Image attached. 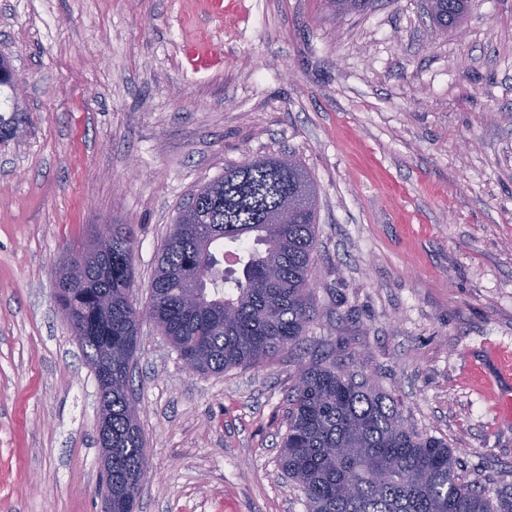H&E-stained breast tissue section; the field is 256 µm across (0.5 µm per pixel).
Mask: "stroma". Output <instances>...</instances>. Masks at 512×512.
<instances>
[{
    "mask_svg": "<svg viewBox=\"0 0 512 512\" xmlns=\"http://www.w3.org/2000/svg\"><path fill=\"white\" fill-rule=\"evenodd\" d=\"M24 90L0 148V512H100L99 390L55 299L99 224L135 228L145 306L191 194L289 151L317 185L319 313L257 366L189 371L143 322L136 512H306L279 467L298 366L336 363L512 487V0H0ZM430 17L439 29L456 26L469 12V0H430Z\"/></svg>",
    "mask_w": 512,
    "mask_h": 512,
    "instance_id": "obj_1",
    "label": "stroma"
}]
</instances>
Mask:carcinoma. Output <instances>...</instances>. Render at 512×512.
I'll return each instance as SVG.
<instances>
[{
  "label": "carcinoma",
  "mask_w": 512,
  "mask_h": 512,
  "mask_svg": "<svg viewBox=\"0 0 512 512\" xmlns=\"http://www.w3.org/2000/svg\"><path fill=\"white\" fill-rule=\"evenodd\" d=\"M470 0H431L440 29L456 26ZM20 129L0 113V144ZM294 199L292 223L269 215ZM319 206L314 181L290 154L247 159L197 191L170 228L151 285L150 316L197 369L256 365L299 344L316 315ZM235 245L239 273L217 271V252ZM132 225H112L105 252L86 248L80 275L56 301L85 336L94 371L112 370L100 394L112 431V509L134 512L145 473V441L130 395L139 313ZM288 396L280 467L302 490L306 512H512V489L465 481L444 440L405 427L400 406L343 367L298 369Z\"/></svg>",
  "instance_id": "obj_1"
}]
</instances>
